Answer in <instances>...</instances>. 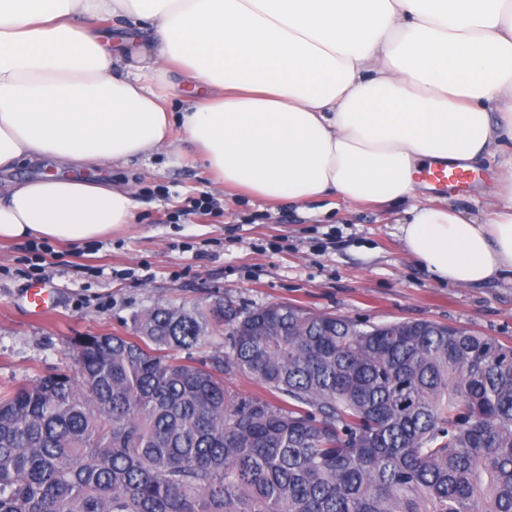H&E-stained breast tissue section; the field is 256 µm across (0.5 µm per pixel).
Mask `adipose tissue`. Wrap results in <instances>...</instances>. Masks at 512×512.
<instances>
[{
  "instance_id": "1",
  "label": "adipose tissue",
  "mask_w": 512,
  "mask_h": 512,
  "mask_svg": "<svg viewBox=\"0 0 512 512\" xmlns=\"http://www.w3.org/2000/svg\"><path fill=\"white\" fill-rule=\"evenodd\" d=\"M152 25L136 72L90 24ZM177 70L198 90L157 91ZM181 130L224 185L269 201L405 204L437 281L512 275V171L480 215L422 198L420 164L471 170L512 141V0H0V172L145 160ZM132 185L0 186V241L81 245L133 223Z\"/></svg>"
}]
</instances>
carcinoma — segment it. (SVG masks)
I'll use <instances>...</instances> for the list:
<instances>
[{
  "label": "carcinoma",
  "instance_id": "carcinoma-1",
  "mask_svg": "<svg viewBox=\"0 0 512 512\" xmlns=\"http://www.w3.org/2000/svg\"><path fill=\"white\" fill-rule=\"evenodd\" d=\"M215 312L211 367L169 355ZM73 349L0 393V512H512V346L488 337L156 306Z\"/></svg>",
  "mask_w": 512,
  "mask_h": 512
}]
</instances>
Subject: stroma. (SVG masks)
<instances>
[{
    "label": "stroma",
    "mask_w": 512,
    "mask_h": 512,
    "mask_svg": "<svg viewBox=\"0 0 512 512\" xmlns=\"http://www.w3.org/2000/svg\"><path fill=\"white\" fill-rule=\"evenodd\" d=\"M173 141L174 154L97 170L136 188L134 224L77 249L0 242V391L70 369L74 337L131 335L134 317L155 306L288 303L370 324L431 321L512 345V279L436 281L403 247V205L267 202L217 183L181 131ZM498 175L481 167L442 197L481 212ZM204 195L215 203L208 215L193 210ZM35 285L51 290L47 316L26 311Z\"/></svg>",
    "instance_id": "35a3bbf8"
}]
</instances>
